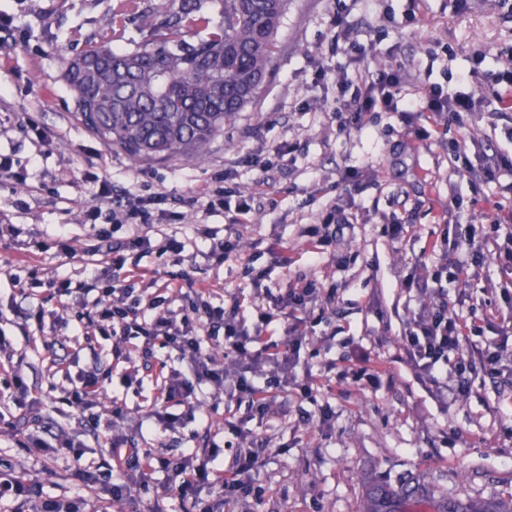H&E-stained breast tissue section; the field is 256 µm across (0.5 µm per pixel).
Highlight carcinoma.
Segmentation results:
<instances>
[{"mask_svg": "<svg viewBox=\"0 0 512 512\" xmlns=\"http://www.w3.org/2000/svg\"><path fill=\"white\" fill-rule=\"evenodd\" d=\"M171 0L160 16L145 0H112L108 31L73 58L62 77L81 123L113 150L151 164L193 157L252 104L268 78L288 0ZM139 22L147 39L119 45L125 25ZM207 32L189 42L187 29ZM456 512L412 488L370 492L363 512Z\"/></svg>", "mask_w": 512, "mask_h": 512, "instance_id": "carcinoma-1", "label": "carcinoma"}]
</instances>
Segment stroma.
I'll return each mask as SVG.
<instances>
[{
    "label": "stroma",
    "instance_id": "stroma-1",
    "mask_svg": "<svg viewBox=\"0 0 512 512\" xmlns=\"http://www.w3.org/2000/svg\"><path fill=\"white\" fill-rule=\"evenodd\" d=\"M112 0H0V154L15 168L27 169L26 184L0 179V216L20 225L15 238L0 239V336L14 348L27 349L28 381L46 385L43 336L25 332L29 309L52 308V301L25 297L12 276L41 279L80 277L90 260L89 245L98 231L119 241L127 229L113 230L106 217L96 224L82 221L92 199L93 175L107 177L114 193H140L145 186L166 191L168 209L178 213L172 228L195 236L196 214L206 192L223 182L228 194L255 195L252 223L241 226L242 251L215 266L203 258L169 256L159 261L143 256L141 265L157 269V287L169 273H187L210 288L213 304H222L228 288L243 290L255 317L261 304L250 269L268 270L267 287L276 289L289 278L314 272L321 288L335 289L336 312L313 320L307 331L318 354L302 349L318 385L303 407L317 413L320 405L336 411L332 427L316 423L298 427L272 420L248 427L268 449L259 479L268 488L264 501H247L234 512H362L375 488L394 492L403 487L447 497L458 512H512V437L500 429L502 399L489 379L476 375L470 394L441 405L397 362L409 296L401 283L416 260L433 262L429 243L448 214L450 198L472 224L487 223V200L512 210V172L472 190L458 172L453 146L474 140L492 141L512 153L504 128L492 125V111L512 110L477 87L484 100L465 128L444 130L429 120L422 85L443 92L459 91V77L472 68L496 70V52L512 48V0H289L278 30L279 51L270 79L256 100L227 123L223 135L202 157H176L143 164L112 150L76 118L73 96L62 79V60L75 56L88 36L106 31ZM416 24L407 26V12ZM376 43V54L357 60L344 35ZM389 63L403 64L413 100L408 116L366 112L359 130L339 131L340 120L330 107L344 94L337 75L354 79ZM428 131L419 140L407 125ZM54 141L48 157L37 156V133ZM291 151L274 155L280 143ZM271 156L268 172L251 157ZM364 172L358 184L344 181L345 166ZM232 176H225V169ZM341 205L356 222L336 258L311 267L308 241L301 225L314 223L326 204ZM385 224H411L415 230L402 242L383 237ZM66 234L75 251L66 256L45 250L43 241ZM287 250L290 266L270 265V249ZM486 261L478 276L449 284L450 299L466 294L459 311L484 318L503 310V287L512 285V267L500 262L494 242L484 247ZM62 339L78 350L81 367L93 364L94 349L83 346L87 311L72 305ZM367 353L372 364L391 368L392 386L377 391L352 380L337 381L331 366L352 349Z\"/></svg>",
    "mask_w": 512,
    "mask_h": 512
}]
</instances>
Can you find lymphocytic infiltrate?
Returning <instances> with one entry per match:
<instances>
[{
  "label": "lymphocytic infiltrate",
  "mask_w": 512,
  "mask_h": 512,
  "mask_svg": "<svg viewBox=\"0 0 512 512\" xmlns=\"http://www.w3.org/2000/svg\"><path fill=\"white\" fill-rule=\"evenodd\" d=\"M498 60L501 67L496 72L474 68L462 75L466 88L454 94L423 86L421 94L433 119L446 128H464L466 117L481 107L473 86L493 89L504 83L512 87V53L499 54ZM406 82L401 65H385L374 77L355 82L350 98L337 100L336 110L354 120L378 109L398 111ZM455 159L476 190L494 180L501 169L512 167L511 157L481 145L475 157L462 151ZM97 199V204L84 210L85 221H96L101 204L106 203L112 224L129 228L123 242L103 250V265L93 266L83 281L58 278L34 286L21 280L17 286L25 294L40 290L56 302L51 311L40 308L29 313L37 332L64 326L65 313L79 300L88 302L91 311L87 343L101 336L111 340V363L94 362L77 373L70 387L49 386L58 392L59 404L75 410L84 433L108 454L88 457L83 441L51 418L45 399L35 396L25 377V352L1 340L0 358L7 363L5 387L15 412L0 413V435L33 459L62 461L68 479L77 481L80 491L73 495L45 492L39 481L17 476L7 464L0 468V505L8 512H85L81 494L85 488L129 507L136 505L140 493L150 491L158 497L177 498L191 512H228L240 501L263 499L267 489L254 474L264 459L245 425L255 419H287L292 404L311 396L316 380L300 372V349L307 341L304 325L322 311L324 303L334 302V294L324 293L312 277H297L279 291H265L267 304L257 307L252 321L244 316L245 296L239 290H225L217 306L208 301L207 288L179 282L166 285L161 294H135V284L155 279L154 271L140 266L137 256L141 253L161 259L189 252L223 265L239 250L237 228L250 223L254 198L240 195L223 234L204 226L193 238L162 232L167 193L116 195L102 177ZM460 208L457 202L448 205L455 219L453 251L459 252V259L440 252L434 264H415L403 283L415 303L401 338L403 361L420 381L435 386L445 402L465 397L478 371L512 389V349L501 342H480L477 319L466 318L450 306L442 286L447 277L468 280L470 269L481 266L488 234L502 235L497 253L512 264V232L500 231L501 225L512 223V212L497 217L483 235L476 225L459 222ZM349 225L344 209L333 204L319 223L303 225L301 234L309 239L312 265L331 257L337 234ZM160 349L174 355L175 365L167 364L166 355L157 357ZM218 349L223 352L219 358L214 355ZM116 369L128 385L157 376L159 395L146 419L162 434L189 422L208 428V417L199 413L202 394L223 401L224 427L236 440L232 460L224 461L215 443L176 454L140 451L136 443L140 425H125L121 405L109 410L99 407L105 383Z\"/></svg>",
  "instance_id": "lymphocytic-infiltrate-1"
}]
</instances>
